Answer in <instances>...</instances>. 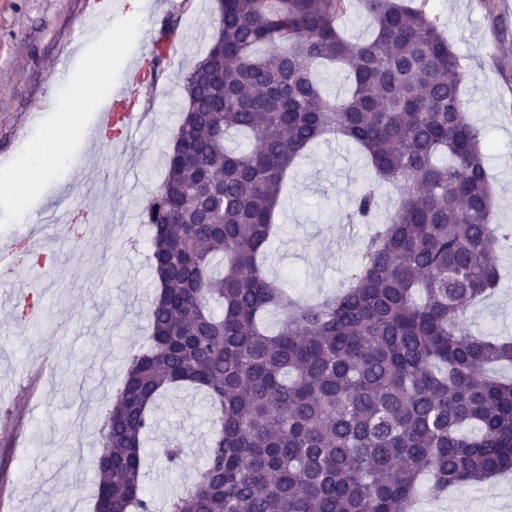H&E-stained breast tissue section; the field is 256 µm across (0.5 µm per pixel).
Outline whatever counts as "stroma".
Wrapping results in <instances>:
<instances>
[{"label":"stroma","instance_id":"35a3bbf8","mask_svg":"<svg viewBox=\"0 0 512 512\" xmlns=\"http://www.w3.org/2000/svg\"><path fill=\"white\" fill-rule=\"evenodd\" d=\"M445 35L468 72L461 96L489 144L487 171L496 191L492 221L512 225V10L488 18L483 0H431ZM112 13L125 37L112 48V96L123 90L144 124L124 148L103 128L93 142L72 136L70 160L29 204L39 224L0 232V247L32 234L56 256L31 276V260L0 261V512H94L102 426L121 387L128 357L151 330L147 307L157 283L140 213L165 175V155L186 106V72L207 52L216 30V0H0V173L21 146L62 111L58 72L86 79L79 53L96 54L92 22ZM180 24L156 80H139L129 51L142 44L148 66L153 44L170 18ZM374 172L343 137H326L300 157L277 209L281 227L265 260L289 294L315 301L337 291L360 256L371 224L346 215ZM502 280L469 309L472 328L512 339V239L498 251ZM146 445L143 489L156 504L183 493L206 459L219 422L202 394L175 390L155 406ZM185 445L184 463L168 467L167 439ZM417 512H512V474L463 485L435 498L420 493Z\"/></svg>","mask_w":512,"mask_h":512}]
</instances>
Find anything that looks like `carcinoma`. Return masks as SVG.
I'll list each match as a JSON object with an SVG mask.
<instances>
[{
    "label": "carcinoma",
    "mask_w": 512,
    "mask_h": 512,
    "mask_svg": "<svg viewBox=\"0 0 512 512\" xmlns=\"http://www.w3.org/2000/svg\"><path fill=\"white\" fill-rule=\"evenodd\" d=\"M206 55L187 73L166 174L141 213L158 282L149 344L106 412L95 512H155L143 493L159 396L200 391L220 429L166 512H412L512 471V342L466 325L502 278L487 145L461 98L462 66L429 0H362L366 41L345 36V0H221ZM347 66L323 94L319 63ZM247 146L228 150L229 131ZM340 135L401 195L334 294L310 304L263 256L288 169ZM379 209L371 182L351 223ZM281 313L269 331L264 315ZM174 467L184 443L162 450Z\"/></svg>",
    "instance_id": "1"
}]
</instances>
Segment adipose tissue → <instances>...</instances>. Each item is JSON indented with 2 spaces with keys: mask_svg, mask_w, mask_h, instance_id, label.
Segmentation results:
<instances>
[{
  "mask_svg": "<svg viewBox=\"0 0 512 512\" xmlns=\"http://www.w3.org/2000/svg\"><path fill=\"white\" fill-rule=\"evenodd\" d=\"M60 157L61 153L57 150L46 153L32 145L23 148L20 169L0 174V196L12 202L11 210L0 217V222L23 223L31 192L43 185L53 169L54 160Z\"/></svg>",
  "mask_w": 512,
  "mask_h": 512,
  "instance_id": "ef3b65f1",
  "label": "adipose tissue"
}]
</instances>
